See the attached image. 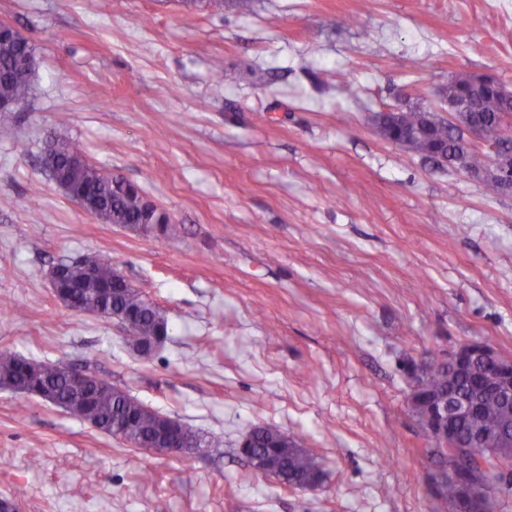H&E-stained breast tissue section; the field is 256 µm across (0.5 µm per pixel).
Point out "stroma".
<instances>
[{"instance_id": "obj_1", "label": "stroma", "mask_w": 512, "mask_h": 512, "mask_svg": "<svg viewBox=\"0 0 512 512\" xmlns=\"http://www.w3.org/2000/svg\"><path fill=\"white\" fill-rule=\"evenodd\" d=\"M0 0L35 48L0 112V347L92 362L212 441L162 455L0 387V497L19 512H434L433 442L409 370L467 342L512 357V191L384 139L375 113L438 108L448 76L512 88L501 0ZM139 185L180 229L85 212L43 167L50 132ZM84 255L153 300L147 356L62 306ZM271 425L316 459L314 490L237 449Z\"/></svg>"}]
</instances>
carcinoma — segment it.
Returning a JSON list of instances; mask_svg holds the SVG:
<instances>
[{
	"mask_svg": "<svg viewBox=\"0 0 512 512\" xmlns=\"http://www.w3.org/2000/svg\"><path fill=\"white\" fill-rule=\"evenodd\" d=\"M34 48L25 39L15 41L0 38V101L21 105L32 90ZM506 108L498 91L489 86L484 89L476 117L490 129L499 125ZM398 128L407 135V150L424 160L448 163L456 168L458 163L471 170L485 168V154L476 151L465 140L461 128L448 124L435 110L408 109L399 113ZM50 141L55 147L67 151L60 159L62 179L76 196L89 203V212L109 224H121L136 231L146 224H159L170 235H176L169 214L148 202L140 188L121 177L112 176L75 152L65 130L53 132ZM92 273H87L85 260H63L68 271L67 280L72 296L79 300L83 312L106 317L110 313L125 312L131 317L124 323L125 340L142 352L151 350L160 328H168L167 319L150 298L136 288L112 291L116 272L109 259L90 256ZM421 390L428 408L439 409L448 401V390L457 389L476 396L481 403L478 421L468 418L460 427L471 431L478 429L483 436L467 449L469 460L484 467L482 478L503 481L512 476V457L500 456L499 434L512 430V399L472 389V379L467 375L453 374L446 368L429 363L424 373ZM0 386L15 392L36 390L54 406L63 408L88 422L95 429L120 437L133 447L144 448L149 439L164 428L170 417L140 402L122 388L101 380L96 374L82 389H77L66 365L62 363L29 360L8 349H0ZM176 440L178 449L197 451L210 446L202 435L188 425H181ZM247 462L256 470L272 474L289 487L321 477L315 458L288 439L271 425H263L254 432L248 449ZM457 496L454 485L443 483L438 491V512H448V506Z\"/></svg>",
	"mask_w": 512,
	"mask_h": 512,
	"instance_id": "1",
	"label": "carcinoma"
}]
</instances>
